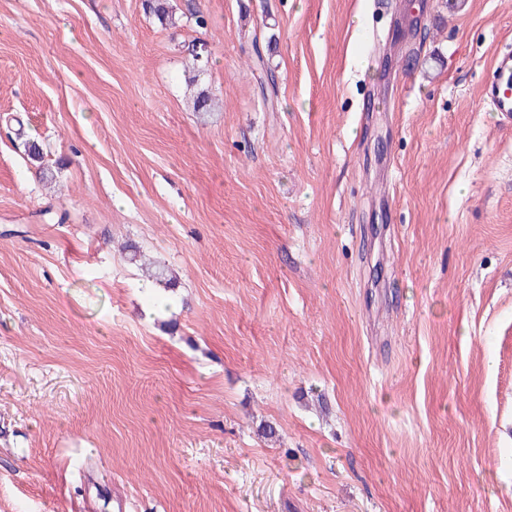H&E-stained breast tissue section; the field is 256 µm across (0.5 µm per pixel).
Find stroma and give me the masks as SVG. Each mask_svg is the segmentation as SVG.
Wrapping results in <instances>:
<instances>
[{
  "label": "stroma",
  "instance_id": "35a3bbf8",
  "mask_svg": "<svg viewBox=\"0 0 512 512\" xmlns=\"http://www.w3.org/2000/svg\"><path fill=\"white\" fill-rule=\"evenodd\" d=\"M144 4L0 0V512H512V0ZM494 73L481 88V101L492 112H497L505 125L512 124V92L509 83L504 84L502 76L512 73V49L499 50L495 57Z\"/></svg>",
  "mask_w": 512,
  "mask_h": 512
}]
</instances>
